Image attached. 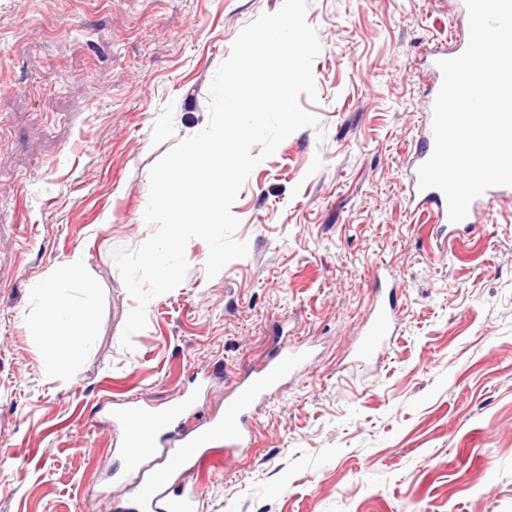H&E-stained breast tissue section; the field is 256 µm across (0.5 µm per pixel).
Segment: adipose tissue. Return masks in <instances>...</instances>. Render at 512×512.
I'll return each instance as SVG.
<instances>
[{"mask_svg":"<svg viewBox=\"0 0 512 512\" xmlns=\"http://www.w3.org/2000/svg\"><path fill=\"white\" fill-rule=\"evenodd\" d=\"M96 292L87 256L79 249L56 262L37 283L39 312L25 318L23 324L46 339L43 366L48 377L73 373L91 343Z\"/></svg>","mask_w":512,"mask_h":512,"instance_id":"obj_1","label":"adipose tissue"}]
</instances>
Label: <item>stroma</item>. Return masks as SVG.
I'll return each instance as SVG.
<instances>
[{
  "mask_svg": "<svg viewBox=\"0 0 512 512\" xmlns=\"http://www.w3.org/2000/svg\"><path fill=\"white\" fill-rule=\"evenodd\" d=\"M282 0H0V444L30 448L0 475V512H123L118 399L163 407L193 372L223 412L238 373L278 335L307 343L302 374L253 408L256 445L197 484V512H512V196L434 254L408 209L427 51L466 31L455 0H308L322 51L302 128L251 172L232 205L246 257L207 278L186 246L184 281L146 307L115 262L154 231L149 171L208 118L210 85L241 30ZM83 249L97 284L93 342L73 380L43 373L26 330L31 289ZM398 279L401 326L376 363L348 354L373 274Z\"/></svg>",
  "mask_w": 512,
  "mask_h": 512,
  "instance_id": "obj_1",
  "label": "stroma"
}]
</instances>
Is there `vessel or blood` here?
<instances>
[{
	"label": "vessel or blood",
	"mask_w": 512,
	"mask_h": 512,
	"mask_svg": "<svg viewBox=\"0 0 512 512\" xmlns=\"http://www.w3.org/2000/svg\"><path fill=\"white\" fill-rule=\"evenodd\" d=\"M468 45L460 40L449 50L434 49L433 80L427 93L435 101L442 85L438 61L461 55ZM434 150L432 128H425L414 153L409 171L407 204L416 212H424L437 225L435 247L445 251L450 243L469 234L472 218L454 223L448 217L444 194L435 188L420 189L418 169ZM378 300L371 317L358 332L350 353L357 362L376 360L395 340L399 330V312L394 302L396 285L376 281ZM308 360V353L297 343L284 341L269 353L265 364L247 373L224 401L223 415L206 414L200 397L209 386L208 376L196 379L192 390L183 391L176 403L156 410L129 398L112 409V421L126 431L120 450L122 470L113 472V480L135 475L128 512H193L198 498L197 488L172 485L174 475L208 465L223 467L225 460L240 457L252 448L254 430L248 423L250 409L295 377Z\"/></svg>",
	"instance_id": "obj_1"
}]
</instances>
